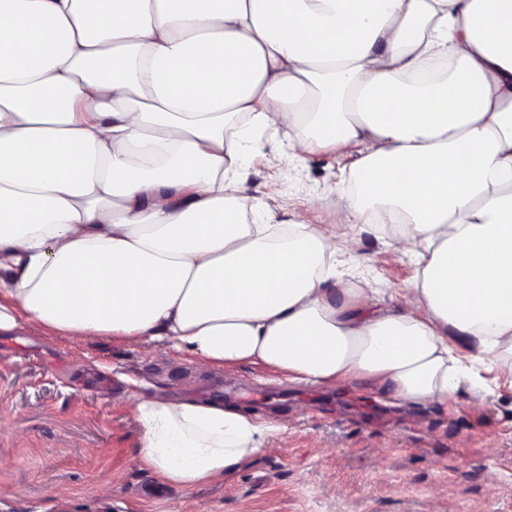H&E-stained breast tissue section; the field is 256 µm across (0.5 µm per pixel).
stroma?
Returning <instances> with one entry per match:
<instances>
[{
	"label": "stroma",
	"instance_id": "stroma-1",
	"mask_svg": "<svg viewBox=\"0 0 512 512\" xmlns=\"http://www.w3.org/2000/svg\"><path fill=\"white\" fill-rule=\"evenodd\" d=\"M358 152L296 167L287 137L264 140L244 194L278 223L344 231L333 201ZM350 266L392 305L416 273L370 226L337 256V270ZM480 375L491 394L477 404L463 390L444 407H401L361 384H320L309 399L275 369L27 323L0 332V512H512V373L491 361ZM144 394L235 406L285 432L223 480L172 488L140 463L131 406Z\"/></svg>",
	"mask_w": 512,
	"mask_h": 512
}]
</instances>
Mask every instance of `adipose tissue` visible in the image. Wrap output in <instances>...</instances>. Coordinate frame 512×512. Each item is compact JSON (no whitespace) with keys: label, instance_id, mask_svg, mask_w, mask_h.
<instances>
[{"label":"adipose tissue","instance_id":"adipose-tissue-1","mask_svg":"<svg viewBox=\"0 0 512 512\" xmlns=\"http://www.w3.org/2000/svg\"><path fill=\"white\" fill-rule=\"evenodd\" d=\"M354 144V230L418 272L374 307L352 237L248 223L247 157ZM0 332L143 338L289 381L447 404L512 355V0H0ZM141 461L189 490L276 425L140 396Z\"/></svg>","mask_w":512,"mask_h":512}]
</instances>
